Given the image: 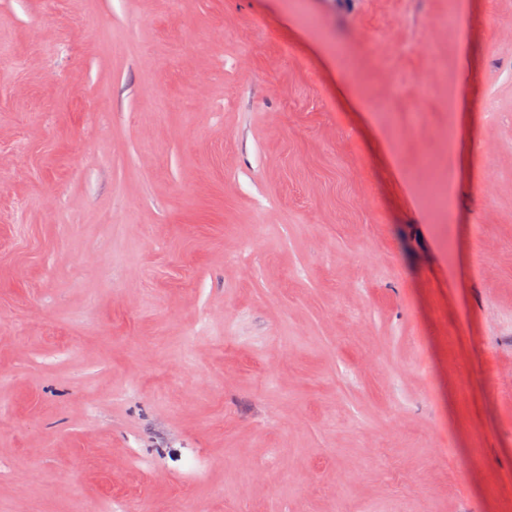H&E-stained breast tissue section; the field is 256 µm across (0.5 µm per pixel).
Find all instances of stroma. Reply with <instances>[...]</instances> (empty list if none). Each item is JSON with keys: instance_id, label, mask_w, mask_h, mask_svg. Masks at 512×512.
Segmentation results:
<instances>
[{"instance_id": "35a3bbf8", "label": "stroma", "mask_w": 512, "mask_h": 512, "mask_svg": "<svg viewBox=\"0 0 512 512\" xmlns=\"http://www.w3.org/2000/svg\"><path fill=\"white\" fill-rule=\"evenodd\" d=\"M447 12L0 0V512H512V0Z\"/></svg>"}]
</instances>
